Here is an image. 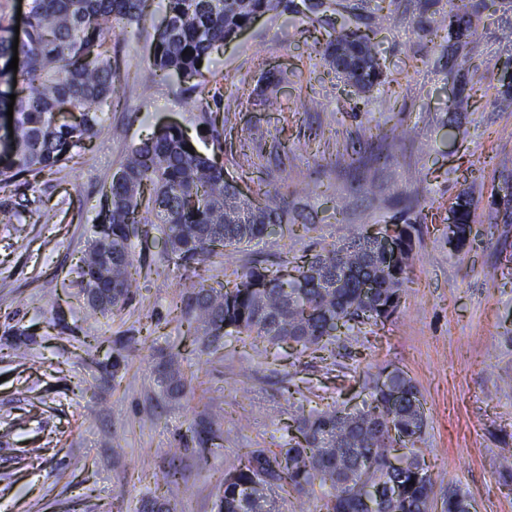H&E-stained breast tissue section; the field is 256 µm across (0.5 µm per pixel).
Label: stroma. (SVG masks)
<instances>
[{"label":"stroma","mask_w":512,"mask_h":512,"mask_svg":"<svg viewBox=\"0 0 512 512\" xmlns=\"http://www.w3.org/2000/svg\"><path fill=\"white\" fill-rule=\"evenodd\" d=\"M212 54L200 88L157 80L145 88L166 0H148L139 26L112 47L125 80L105 134L70 168L0 189V203H43L49 223L0 224V512H138L170 499L177 512H213L225 470L249 448L289 439L294 405L361 406L382 366L407 372L426 414L420 447L434 484L432 512L460 488L475 512H512V224L488 221L492 199H512V0H283ZM464 6L456 37L443 17ZM379 45L385 84L360 93L314 46L340 26ZM311 33L310 40L297 36ZM281 75L278 110L256 106L262 74ZM464 108L448 105L454 95ZM316 99L315 112L302 111ZM215 127L204 123L205 115ZM176 125L219 153L247 196L287 193L289 230L239 245L266 265L320 253L384 224L416 228L413 269L395 317L341 336L320 359L260 339L225 338L193 352L178 307L181 271L157 233L135 239L137 293L121 312L94 313L74 270L93 237L95 208L128 149ZM368 169L347 151L361 134ZM359 143V142H358ZM251 163L239 167L241 156ZM470 191L476 218L466 245H448V210ZM63 325H55V316ZM29 358L18 362L15 348ZM178 355L202 391L165 388ZM213 439L199 450L196 423ZM124 436L113 447V433ZM38 457L21 460L25 448Z\"/></svg>","instance_id":"stroma-1"}]
</instances>
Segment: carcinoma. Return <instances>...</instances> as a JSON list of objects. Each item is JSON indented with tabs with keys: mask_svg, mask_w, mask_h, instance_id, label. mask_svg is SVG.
Listing matches in <instances>:
<instances>
[{
	"mask_svg": "<svg viewBox=\"0 0 512 512\" xmlns=\"http://www.w3.org/2000/svg\"><path fill=\"white\" fill-rule=\"evenodd\" d=\"M146 0H29L21 30L0 4V112L9 95L13 137L0 155V188L21 178L52 174L68 166L104 130L105 105L118 93L122 73L109 42L128 35L144 17ZM282 0H167L166 16L155 28L152 71L180 81L203 76L196 64L233 40L256 15ZM18 52H13V45ZM331 64L360 63L358 90L384 80L378 45L367 34L341 27L319 45ZM18 69H7L13 56ZM280 80L265 76L258 103L275 108ZM193 147L177 126L155 130L135 146L112 176L96 215V235L80 258L87 305L103 315L131 300L134 251L131 231L160 234L161 253L185 268L213 256L229 257L238 245L260 239L270 226L288 223V196L244 195L224 163ZM23 203L0 204V224H21ZM473 199L455 201L448 245L463 247L471 233ZM391 254L361 234L293 266L276 270L253 261L232 271L219 286L191 284L181 307L200 352L228 336L288 344L313 354L329 350L343 332L385 324L400 308L413 259L409 224H386ZM362 405H329L304 412L298 407L295 435L286 446L252 448L224 472L216 512H279L290 489L315 500V512H369L363 496L375 494L374 512H430L433 480L417 444L426 416L419 388L399 368L382 369ZM403 437L399 454L395 435ZM467 496L448 490L443 512H467Z\"/></svg>",
	"mask_w": 512,
	"mask_h": 512,
	"instance_id": "1",
	"label": "carcinoma"
}]
</instances>
